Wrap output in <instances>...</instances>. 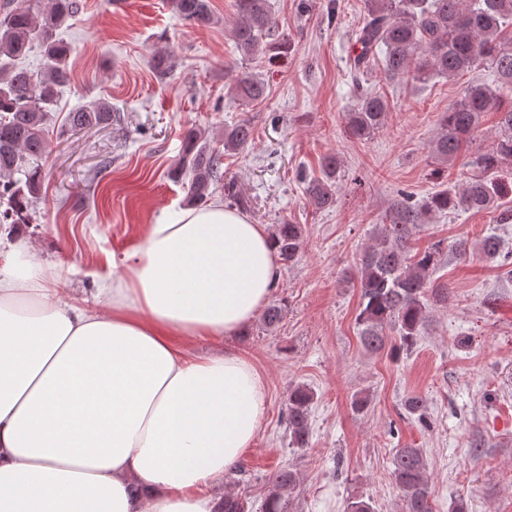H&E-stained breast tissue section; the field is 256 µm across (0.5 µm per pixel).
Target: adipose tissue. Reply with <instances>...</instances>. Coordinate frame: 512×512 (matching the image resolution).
Instances as JSON below:
<instances>
[{
	"label": "adipose tissue",
	"instance_id": "ef3b65f1",
	"mask_svg": "<svg viewBox=\"0 0 512 512\" xmlns=\"http://www.w3.org/2000/svg\"><path fill=\"white\" fill-rule=\"evenodd\" d=\"M64 278L21 237L0 258V512H214L266 394L238 352L187 344L269 302L265 225L219 202L164 212L88 295Z\"/></svg>",
	"mask_w": 512,
	"mask_h": 512
}]
</instances>
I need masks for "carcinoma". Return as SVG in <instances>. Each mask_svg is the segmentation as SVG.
<instances>
[{
    "mask_svg": "<svg viewBox=\"0 0 512 512\" xmlns=\"http://www.w3.org/2000/svg\"><path fill=\"white\" fill-rule=\"evenodd\" d=\"M175 12L186 23L207 26L214 20L210 0H172ZM237 20L232 34L246 57L288 51V39L278 31L269 0H235ZM74 0H24L0 20V224L13 229L31 222V202L41 189L42 170L31 165L47 150L43 125L62 88L71 81L67 59L71 46L57 31L77 10ZM512 0H365V15L355 32L356 51L349 68L362 75L381 63L392 78L425 82L433 77L454 78L461 73L488 68L498 87L470 84L463 95L442 113L431 151L441 163H454L463 147L479 134L482 114H500L493 142L469 156L467 165L478 171L458 189L438 191L421 204L405 205L377 232L375 241L360 256L355 277L360 292L356 316L360 341L371 353L396 358L410 352L429 322V306L448 301V282L436 277L441 265L442 243L414 252L410 241L417 226L428 217L448 210L485 211L498 207L496 186L490 175L503 164H512V104L504 105L503 90L512 89ZM43 56V67L34 72L17 65L33 50ZM152 66L160 75L175 66L166 49L156 51ZM228 89L253 104L267 96V86L244 74L232 79ZM390 106L386 96L363 90L356 108L345 117L349 133L368 139L384 128ZM112 124V105L98 101L68 113L69 131L90 130ZM253 140L246 121L227 126L212 138L195 130L186 133L172 177L187 190L188 202L203 204L213 189L224 184V196L240 208L247 206L236 181L224 179V153L244 150ZM220 143L219 150L211 142ZM324 177L308 182L311 203L325 208L333 203L338 159H324ZM281 261L290 263L304 237L302 225L281 221L271 233ZM450 249L461 257L478 252L499 256L494 238L486 237L478 251L466 240ZM284 304L273 303L262 317L272 329L283 317ZM314 393L297 386L288 394L287 421L291 444L308 445ZM411 415L423 420L427 400L412 395L405 402ZM392 476L402 493L404 512H435L426 461L419 448H398L392 459ZM299 477L291 468H280L268 479L269 492L262 512H294ZM215 512H252L247 501L226 494Z\"/></svg>",
    "mask_w": 512,
    "mask_h": 512,
    "instance_id": "carcinoma-1",
    "label": "carcinoma"
}]
</instances>
